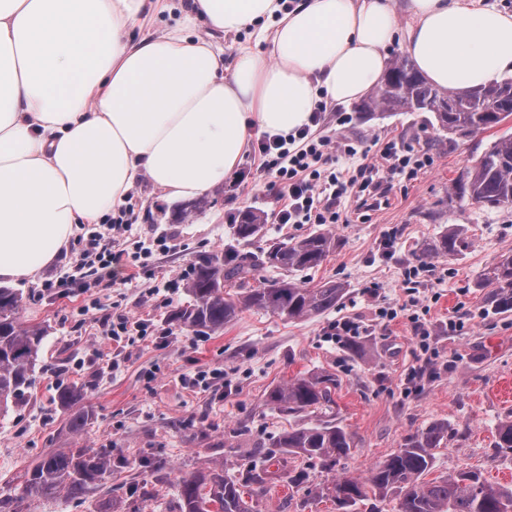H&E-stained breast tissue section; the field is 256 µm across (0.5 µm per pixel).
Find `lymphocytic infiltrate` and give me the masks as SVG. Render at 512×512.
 Masks as SVG:
<instances>
[{
  "label": "lymphocytic infiltrate",
  "mask_w": 512,
  "mask_h": 512,
  "mask_svg": "<svg viewBox=\"0 0 512 512\" xmlns=\"http://www.w3.org/2000/svg\"><path fill=\"white\" fill-rule=\"evenodd\" d=\"M325 110V104H318L309 126L285 139L264 136L257 144L266 167L276 173L275 181L269 185L270 192L282 202L275 215L276 223H346L347 218L340 209L342 200L361 195L384 179L422 169L430 163L427 155L390 139L383 143L378 162L362 164L354 172L339 170V159L357 155L359 146L312 133V126L319 124ZM127 230V223L118 216L112 218L103 231L81 243L74 260L76 268L84 272L82 282L61 278L56 281V288L66 291L77 286L81 291H90L111 279L114 264L124 261L136 266L146 265L154 250L167 246L166 239L158 237L149 244L137 240L132 247L115 249V234Z\"/></svg>",
  "instance_id": "f902f5d3"
}]
</instances>
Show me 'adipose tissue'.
I'll return each instance as SVG.
<instances>
[{
  "label": "adipose tissue",
  "instance_id": "adipose-tissue-1",
  "mask_svg": "<svg viewBox=\"0 0 512 512\" xmlns=\"http://www.w3.org/2000/svg\"><path fill=\"white\" fill-rule=\"evenodd\" d=\"M255 26L269 54L244 43L225 64L216 37ZM395 40L436 86L512 74V13L476 0H0V280L36 278L140 179L219 186L254 134L366 96Z\"/></svg>",
  "mask_w": 512,
  "mask_h": 512
}]
</instances>
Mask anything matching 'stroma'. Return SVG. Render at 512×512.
I'll return each mask as SVG.
<instances>
[{
	"mask_svg": "<svg viewBox=\"0 0 512 512\" xmlns=\"http://www.w3.org/2000/svg\"><path fill=\"white\" fill-rule=\"evenodd\" d=\"M427 112H383L360 122L353 104H331L318 134L357 142L377 154L383 140L398 138L426 153L431 163L413 178L382 183L345 201L349 221L333 225L336 248L317 267L286 272L263 264L225 284L235 293L261 283L293 279L313 287L338 281L346 293L336 308L303 321L246 309L217 333L172 327L167 316L187 301L167 280L190 273L198 257L222 253L263 255L276 242L315 232L312 224H273L277 203L266 185L274 175L246 153L238 171L209 193L212 204L181 224L171 223L174 200L150 182H138L129 200L132 236L167 239L147 266L116 269L111 288L66 296L51 281L74 274L71 253L44 268L36 282H20L21 316L48 326L26 401L0 418V500L20 501V512H178L179 476L219 466L225 477L245 479L249 468L276 470L286 460L303 482L267 486L258 512H337L319 498L323 485L342 475L366 476L417 430L444 422L448 433L435 449L430 478L463 469L489 482L512 485V450L495 445L497 424L512 418V312L497 313L486 273L512 254V207L488 208L453 200L449 189L493 141L512 133V117L467 137L436 130ZM252 209L266 223L251 241L238 240L232 214ZM458 235L454 254L435 258L434 272L420 270L424 244ZM160 287L148 296L151 287ZM415 299L430 336L420 342L406 313L382 319L381 308ZM148 319L169 332L164 344L130 346L117 372L100 374L91 350L117 314ZM351 319L363 336L328 340L327 327ZM424 373L410 379L414 367ZM219 369L209 391H191L180 375ZM316 372L335 375L333 404L288 415L267 401L269 391ZM84 388L92 420L83 436L68 429L54 402L59 385ZM332 420L353 438L349 455L327 466L318 459L284 456L276 443L289 428ZM111 452L117 465L85 500L57 494L30 497L27 472L48 453L67 448Z\"/></svg>",
	"mask_w": 512,
	"mask_h": 512,
	"instance_id": "obj_1",
	"label": "stroma"
}]
</instances>
